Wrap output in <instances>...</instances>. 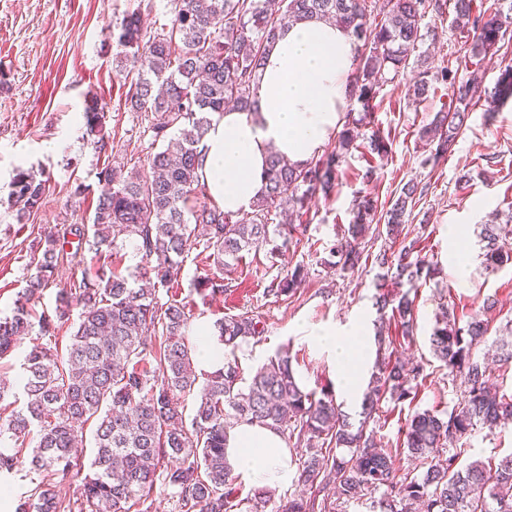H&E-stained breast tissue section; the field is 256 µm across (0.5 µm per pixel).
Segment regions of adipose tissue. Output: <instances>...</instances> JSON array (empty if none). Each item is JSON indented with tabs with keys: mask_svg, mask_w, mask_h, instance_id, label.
<instances>
[{
	"mask_svg": "<svg viewBox=\"0 0 512 512\" xmlns=\"http://www.w3.org/2000/svg\"><path fill=\"white\" fill-rule=\"evenodd\" d=\"M356 43L346 31L321 20L284 29L270 49L250 111L214 115L203 140V175L210 194L229 213L249 211L266 191L270 151L302 164L322 152L335 136L351 98ZM302 338L325 355L338 381L341 403L360 402L374 366L376 341L367 318L348 325L305 326ZM196 368L221 369L227 347L212 321L194 320ZM224 453L234 474L254 485L285 486L293 468L282 435L260 425L229 432Z\"/></svg>",
	"mask_w": 512,
	"mask_h": 512,
	"instance_id": "obj_1",
	"label": "adipose tissue"
}]
</instances>
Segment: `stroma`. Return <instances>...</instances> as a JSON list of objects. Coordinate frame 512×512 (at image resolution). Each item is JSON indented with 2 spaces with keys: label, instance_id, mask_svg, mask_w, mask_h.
<instances>
[{
  "label": "stroma",
  "instance_id": "35a3bbf8",
  "mask_svg": "<svg viewBox=\"0 0 512 512\" xmlns=\"http://www.w3.org/2000/svg\"><path fill=\"white\" fill-rule=\"evenodd\" d=\"M169 9V0H0V317L11 314L33 272L30 247L41 231L57 224H91L98 171L129 160L146 167L148 121L125 107L126 89L115 72L125 49L113 25L134 12L153 31L167 22ZM434 33L428 67L440 69L454 57L460 72L477 68L484 73L481 102L469 110L446 158L429 160L418 131L450 104V91L439 89L415 107L406 85H386L359 131L367 135L377 127L389 132L393 142L388 157L374 160V175L366 180L362 173L369 164L359 151L348 154L337 193L312 203L303 243L289 244L274 256L265 247L247 254L225 271L223 294L204 303L196 301L194 284L209 274V262L189 254L178 284L158 293L163 302L195 300L196 312L212 319L243 313L258 318L264 333L238 358L244 378H251L268 358L286 348L297 356L296 368L306 374L308 390H336V376L326 357L308 348L299 330L328 322L341 325L361 314L380 324L375 306L380 269L369 260L352 273L330 271L325 265L329 249L347 231L361 196H374L386 206L405 183H418L424 192L405 226L409 238L420 239L426 257L439 264L448 247V227L459 224L466 229L474 259L466 282H457L444 271L414 290L416 327L403 350L412 360L425 363L426 377L412 405L381 404L374 427L386 448L396 446L400 426L414 412L451 409L460 395L459 383L449 379L447 366L430 348L441 307L453 308L464 322L490 297L497 301L498 320L512 319V264L486 271L477 245L480 226L492 212L512 208V98L502 101L494 95L512 63V47L475 57L450 20H436ZM94 97L108 107L107 148L99 153L86 139L83 119L85 105ZM22 166L43 172L47 180L42 207L24 218L8 201L10 183ZM465 171L472 181L461 191L457 178ZM97 266L88 255L80 264L60 267L54 286L32 305L31 321L53 313L58 289L94 276ZM297 266L303 268L305 279L295 294L285 301L268 295L270 282ZM459 445L463 466L476 459L505 457L512 454V426L475 428Z\"/></svg>",
  "mask_w": 512,
  "mask_h": 512
}]
</instances>
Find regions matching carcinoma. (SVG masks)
<instances>
[{
  "label": "carcinoma",
  "mask_w": 512,
  "mask_h": 512,
  "mask_svg": "<svg viewBox=\"0 0 512 512\" xmlns=\"http://www.w3.org/2000/svg\"><path fill=\"white\" fill-rule=\"evenodd\" d=\"M453 2L452 25L472 35L471 52L493 48L512 29V4L499 0H170V18L146 31L136 14L115 24L118 42L128 49L117 76L128 87L125 105L149 118V174L107 164L98 172L91 227H51L32 245L35 273L16 300L12 316L0 317V359L9 356L33 329L28 306L54 283L64 262L79 264L91 252L105 259L95 278L58 292L54 315L39 321L43 342L24 354L21 380L24 405L0 416V477L24 466L37 474L31 494L19 498L15 512H148L145 504L157 491L170 492L175 512H261L265 492L234 500L233 476L224 455L227 430L239 424L262 425L288 433L301 448L298 491L283 512H332L319 499L331 486L336 499L359 500L372 493L374 512H512V455L476 460L459 467L462 437L482 425L496 429L512 423V393L492 381V368L473 353L493 340L498 361L512 362V320L494 325L495 302L486 301L466 325L445 310L431 335L433 355L448 367L452 380L464 384L460 402L444 413L417 411L406 420L403 450L418 462L420 473L397 474L392 450L377 447L370 420L382 402L414 401L425 363L408 364L392 357L386 340L377 337L375 370L354 424L329 390L301 389L289 350L279 351L245 381L237 364L199 377L188 330L194 312L188 302L158 301V288L177 282L185 254L200 249L212 259L213 272L194 283L202 298L224 292V269L243 253L269 244L280 234L278 210L305 223L316 196L327 199L339 186L340 168L359 132L351 113L343 129L320 156L298 165L270 157L266 193L251 211L226 213L208 195L200 163L201 143L212 116L227 106L255 108L254 87L269 47L281 30L298 21L328 19L346 30L357 44L353 93L368 114L382 87L404 75L410 60L420 61L430 26L428 14L441 17ZM489 19H484V16ZM444 66L418 71L408 85L413 106L438 86H449L454 108L442 109L419 130L433 157L450 153L469 107L480 102L483 76ZM106 105H86L84 119L90 145L106 147ZM390 137L376 129L364 146L365 161L388 153ZM46 180L20 169L9 197L25 217L42 206ZM418 184L400 188L390 207L378 200H359L353 224L329 250V267L353 272L361 264L362 239L370 224H385L387 237L400 241L396 250L374 256L390 271L391 289L376 301L380 315L391 311L403 341H411L414 302L409 297L422 276L436 273L421 256L419 241L403 236L416 203ZM492 215L480 235L486 269L496 271L512 260L499 244L505 223ZM131 244L145 260L134 287L118 272L122 247ZM304 280L296 268L275 280L267 293L279 298L295 293ZM70 335L65 353L58 351L64 325ZM218 340L231 349L258 340L263 329L255 317L241 314L214 321ZM158 334V339L147 332ZM196 400L186 421L183 402ZM94 425V455L82 460L87 424ZM75 487L67 501L60 489Z\"/></svg>",
  "instance_id": "carcinoma-1"
}]
</instances>
